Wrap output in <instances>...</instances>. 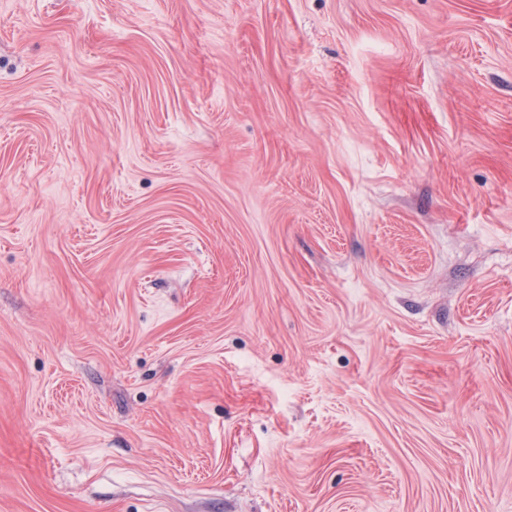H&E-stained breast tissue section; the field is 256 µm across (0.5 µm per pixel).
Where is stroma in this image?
Here are the masks:
<instances>
[{
  "instance_id": "1",
  "label": "stroma",
  "mask_w": 512,
  "mask_h": 512,
  "mask_svg": "<svg viewBox=\"0 0 512 512\" xmlns=\"http://www.w3.org/2000/svg\"><path fill=\"white\" fill-rule=\"evenodd\" d=\"M0 512H512V0H0Z\"/></svg>"
}]
</instances>
